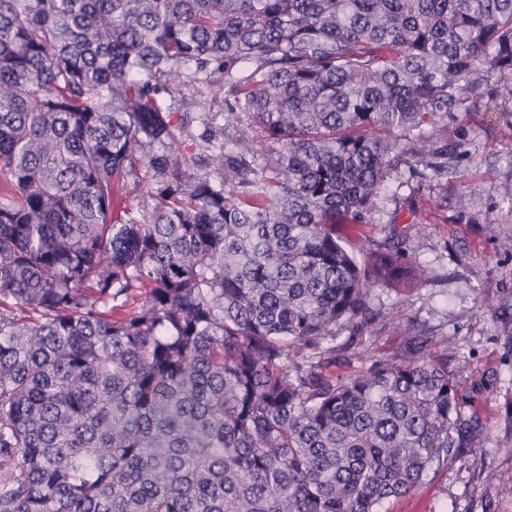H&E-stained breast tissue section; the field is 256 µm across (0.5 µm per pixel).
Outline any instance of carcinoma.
<instances>
[{"mask_svg":"<svg viewBox=\"0 0 512 512\" xmlns=\"http://www.w3.org/2000/svg\"><path fill=\"white\" fill-rule=\"evenodd\" d=\"M485 69L512 0H0V512H381L483 455L448 338L335 341L424 280L342 228ZM197 82L227 152L176 132ZM197 85H184L179 87V91L175 94L174 98V109L173 121L176 123L180 118L185 117L186 112L188 123L186 124V130L192 134H198L202 131L203 126L199 119H195L202 112H210L215 115L213 118L214 125L221 127L224 125V148L225 150L231 147L232 140L235 134V129L232 126L226 125L223 114H224V102L210 101V97L205 100L204 97H200L197 91Z\"/></svg>","mask_w":512,"mask_h":512,"instance_id":"cac0c4a2","label":"carcinoma"}]
</instances>
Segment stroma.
I'll list each match as a JSON object with an SVG mask.
<instances>
[{"mask_svg": "<svg viewBox=\"0 0 512 512\" xmlns=\"http://www.w3.org/2000/svg\"><path fill=\"white\" fill-rule=\"evenodd\" d=\"M232 142L235 130L224 123L223 101L200 97L196 86H181L174 118H187L186 130L203 129L199 113ZM459 147L442 157L438 175L414 176V159L399 163L401 186L387 189L385 205L372 223L346 229L353 249L366 238L398 240L427 278L397 295L375 289L373 306L386 309L387 322L368 327L372 354L392 356L402 346L406 325L452 343L448 370L467 367L479 388H464V417L485 427L483 462L468 453L430 472L411 495L387 503L388 512H512V204L503 186H512V78L489 73L478 95H463L449 116ZM497 478L485 481L482 466Z\"/></svg>", "mask_w": 512, "mask_h": 512, "instance_id": "1", "label": "stroma"}]
</instances>
